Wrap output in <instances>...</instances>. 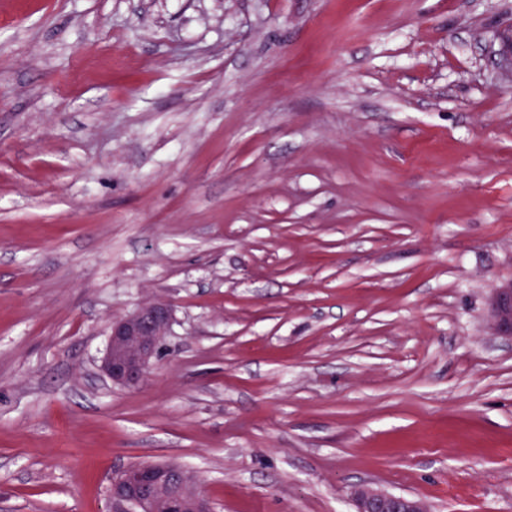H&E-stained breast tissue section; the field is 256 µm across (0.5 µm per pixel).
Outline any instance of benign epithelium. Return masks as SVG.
<instances>
[{"label":"benign epithelium","mask_w":512,"mask_h":512,"mask_svg":"<svg viewBox=\"0 0 512 512\" xmlns=\"http://www.w3.org/2000/svg\"><path fill=\"white\" fill-rule=\"evenodd\" d=\"M501 62L512 74V35L499 33ZM173 320L164 299L144 302L112 322L101 370L112 385L140 386L149 375ZM490 325L496 336L512 339V282L493 290ZM112 502L121 512H212L200 482L165 461L137 464L112 480ZM357 512H427L415 499L372 488L355 494Z\"/></svg>","instance_id":"7a95c632"}]
</instances>
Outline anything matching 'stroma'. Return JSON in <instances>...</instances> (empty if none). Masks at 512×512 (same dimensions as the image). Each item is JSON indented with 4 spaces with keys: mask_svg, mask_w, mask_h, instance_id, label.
<instances>
[{
    "mask_svg": "<svg viewBox=\"0 0 512 512\" xmlns=\"http://www.w3.org/2000/svg\"><path fill=\"white\" fill-rule=\"evenodd\" d=\"M512 0H0V512H512ZM163 298L145 382L100 372ZM489 317L494 335L512 339V282L494 288ZM172 320L171 304L164 299H154L112 322L100 366L112 385L134 389L145 381ZM110 495L112 503L122 507L116 512L212 511L198 479L165 461L137 464L116 476ZM355 500L357 512H428L419 500L372 488L359 489Z\"/></svg>",
    "mask_w": 512,
    "mask_h": 512,
    "instance_id": "35a3bbf8",
    "label": "stroma"
}]
</instances>
